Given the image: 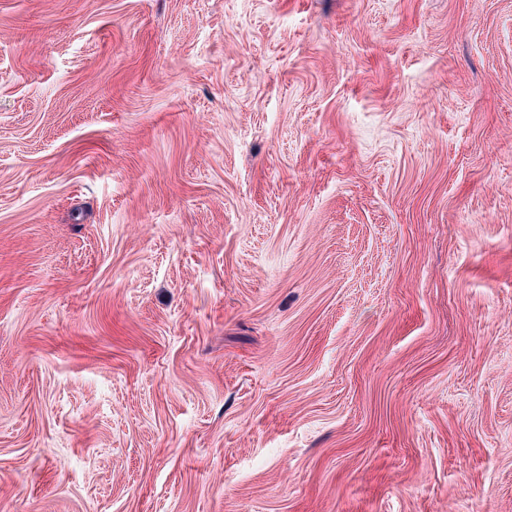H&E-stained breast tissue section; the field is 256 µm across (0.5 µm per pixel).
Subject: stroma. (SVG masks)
<instances>
[{"instance_id":"stroma-1","label":"stroma","mask_w":512,"mask_h":512,"mask_svg":"<svg viewBox=\"0 0 512 512\" xmlns=\"http://www.w3.org/2000/svg\"><path fill=\"white\" fill-rule=\"evenodd\" d=\"M0 512H512V0H0Z\"/></svg>"}]
</instances>
